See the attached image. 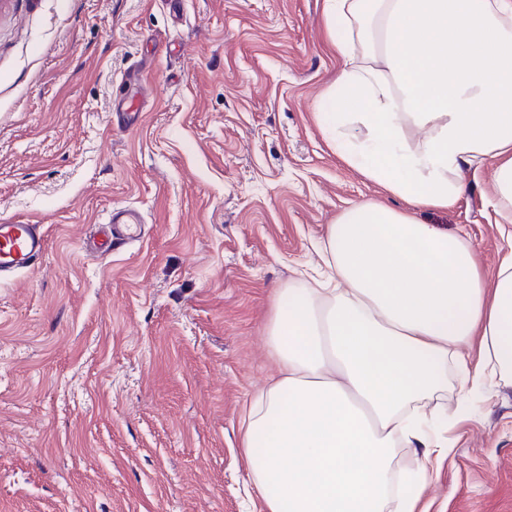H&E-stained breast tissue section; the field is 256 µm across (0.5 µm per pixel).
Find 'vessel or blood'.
<instances>
[{"instance_id": "obj_1", "label": "vessel or blood", "mask_w": 512, "mask_h": 512, "mask_svg": "<svg viewBox=\"0 0 512 512\" xmlns=\"http://www.w3.org/2000/svg\"><path fill=\"white\" fill-rule=\"evenodd\" d=\"M140 216L131 210L113 211L97 227V239L89 247L108 253L137 237ZM46 253V242L39 225L14 222L0 224V278L34 267Z\"/></svg>"}]
</instances>
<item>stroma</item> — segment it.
I'll return each instance as SVG.
<instances>
[{"mask_svg": "<svg viewBox=\"0 0 512 512\" xmlns=\"http://www.w3.org/2000/svg\"><path fill=\"white\" fill-rule=\"evenodd\" d=\"M322 0H0V221L47 252L0 280V512H245L242 417L277 372L278 290L354 202L398 208L316 120ZM142 75L129 101L112 88ZM421 221L507 243L491 170ZM138 209V241L84 238ZM433 460L422 512H512V386Z\"/></svg>", "mask_w": 512, "mask_h": 512, "instance_id": "obj_1", "label": "stroma"}]
</instances>
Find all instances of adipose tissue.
Returning a JSON list of instances; mask_svg holds the SVG:
<instances>
[{
  "mask_svg": "<svg viewBox=\"0 0 512 512\" xmlns=\"http://www.w3.org/2000/svg\"><path fill=\"white\" fill-rule=\"evenodd\" d=\"M322 23L340 68L319 125L405 206L345 209L319 279L277 292L278 375L242 422L246 474L261 512H418L450 423L488 382L512 383V249L486 281L471 242L417 217L453 205L463 170L487 164L512 246V0H323ZM400 448L423 462L396 468Z\"/></svg>",
  "mask_w": 512,
  "mask_h": 512,
  "instance_id": "ef3b65f1",
  "label": "adipose tissue"
}]
</instances>
